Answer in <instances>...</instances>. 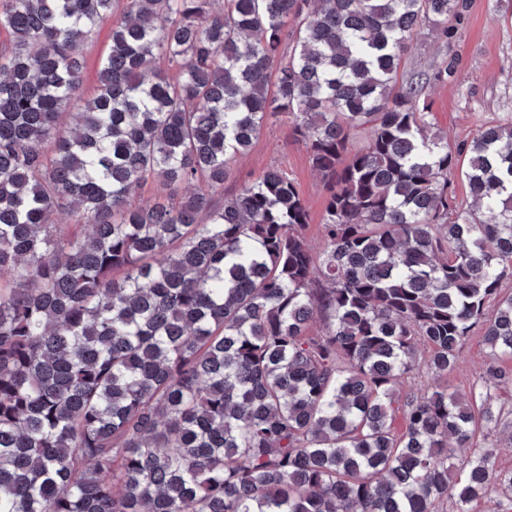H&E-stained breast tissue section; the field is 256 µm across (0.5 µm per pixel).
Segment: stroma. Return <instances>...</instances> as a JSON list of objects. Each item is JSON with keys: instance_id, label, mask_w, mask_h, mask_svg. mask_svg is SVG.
<instances>
[{"instance_id": "obj_1", "label": "stroma", "mask_w": 512, "mask_h": 512, "mask_svg": "<svg viewBox=\"0 0 512 512\" xmlns=\"http://www.w3.org/2000/svg\"><path fill=\"white\" fill-rule=\"evenodd\" d=\"M494 6V0H470L465 23L452 43L425 32L418 35L400 70L404 79L429 74L455 57L456 81L429 84L425 98L433 122L453 145L470 140L484 122L512 116V9L498 12ZM272 167L286 170L293 179L309 213L303 234L314 249H321L325 190L306 145L296 139L287 121L269 120L250 150L231 163L225 196L235 195ZM493 364L512 370V359L491 358L482 344L481 329H474L448 374V385L464 393H490L504 418L512 422V382L497 383L489 372Z\"/></svg>"}]
</instances>
